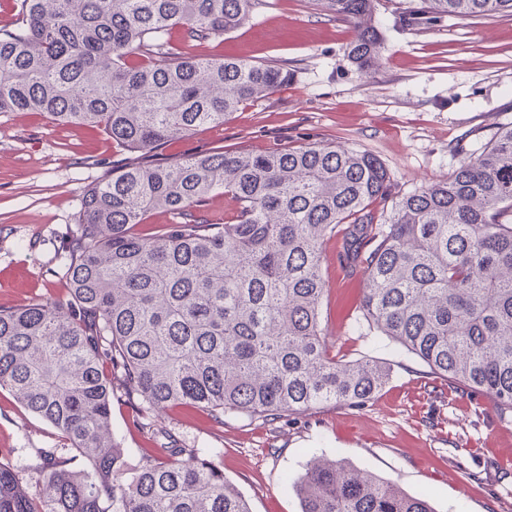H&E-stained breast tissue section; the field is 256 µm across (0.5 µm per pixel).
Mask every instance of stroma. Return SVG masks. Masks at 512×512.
Wrapping results in <instances>:
<instances>
[{
    "label": "stroma",
    "instance_id": "obj_1",
    "mask_svg": "<svg viewBox=\"0 0 512 512\" xmlns=\"http://www.w3.org/2000/svg\"><path fill=\"white\" fill-rule=\"evenodd\" d=\"M376 20L385 50L371 74L349 56L355 29L318 0H260L252 19L215 41L190 43L199 57L287 62L291 79L243 104L224 124L204 126L158 151L115 148L98 128L58 124L40 112L0 114V307L59 297L50 275L66 248L84 188L112 170L217 150L264 152L333 142L366 150L406 194L442 177L512 123V16L445 18L405 25L393 0ZM340 238L323 247L322 312L337 359L390 364L385 387L364 407H325L266 426L247 418L219 425L179 405L152 413L155 431L219 448L225 476L251 512H301L286 478L307 461L336 457L427 497L436 512H512V412L450 388L417 357L358 319L365 281L348 274ZM112 426L137 467L150 442L130 405L112 403ZM57 431L0 390V459L37 461L59 447Z\"/></svg>",
    "mask_w": 512,
    "mask_h": 512
}]
</instances>
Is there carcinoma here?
<instances>
[{"label":"carcinoma","instance_id":"carcinoma-1","mask_svg":"<svg viewBox=\"0 0 512 512\" xmlns=\"http://www.w3.org/2000/svg\"><path fill=\"white\" fill-rule=\"evenodd\" d=\"M359 31L370 71L378 0H320ZM258 0H20L0 27V113L92 125L155 152L275 93L288 68L200 59L172 43L215 40ZM401 20L512 16V0H399ZM232 217H200L215 194ZM391 200L378 223L369 209ZM162 211L175 222L137 236ZM366 287L359 319L437 377L512 410V125L448 174L391 195L373 154L331 144L212 151L112 172L83 192L61 271L63 298L0 308V389L60 433L47 465L0 461V512H251L218 448L172 439L136 468L112 429L114 380L137 415L178 405L217 423L268 424L361 408L391 367L331 354L322 319L324 241ZM301 512H435L340 459L286 479Z\"/></svg>","mask_w":512,"mask_h":512}]
</instances>
